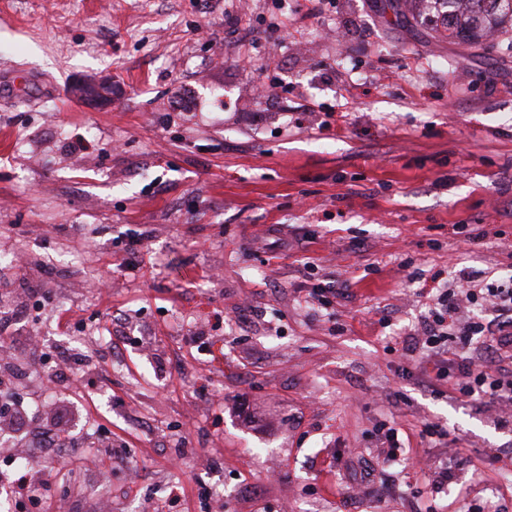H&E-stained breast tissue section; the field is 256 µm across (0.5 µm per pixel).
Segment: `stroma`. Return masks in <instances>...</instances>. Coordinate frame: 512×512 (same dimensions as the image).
<instances>
[{
	"label": "stroma",
	"mask_w": 512,
	"mask_h": 512,
	"mask_svg": "<svg viewBox=\"0 0 512 512\" xmlns=\"http://www.w3.org/2000/svg\"><path fill=\"white\" fill-rule=\"evenodd\" d=\"M411 2L0 0L5 273L92 395L42 422L112 432L68 512H512V424L414 341L432 286L512 276V30ZM427 423L453 483L402 463Z\"/></svg>",
	"instance_id": "stroma-1"
}]
</instances>
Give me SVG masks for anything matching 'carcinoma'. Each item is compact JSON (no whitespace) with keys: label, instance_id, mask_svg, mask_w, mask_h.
Here are the masks:
<instances>
[{"label":"carcinoma","instance_id":"cac0c4a2","mask_svg":"<svg viewBox=\"0 0 512 512\" xmlns=\"http://www.w3.org/2000/svg\"><path fill=\"white\" fill-rule=\"evenodd\" d=\"M432 9L443 14L448 31L471 44H478L484 33L501 25L504 19L512 21V0H472L475 6L461 8L463 0H428Z\"/></svg>","mask_w":512,"mask_h":512}]
</instances>
